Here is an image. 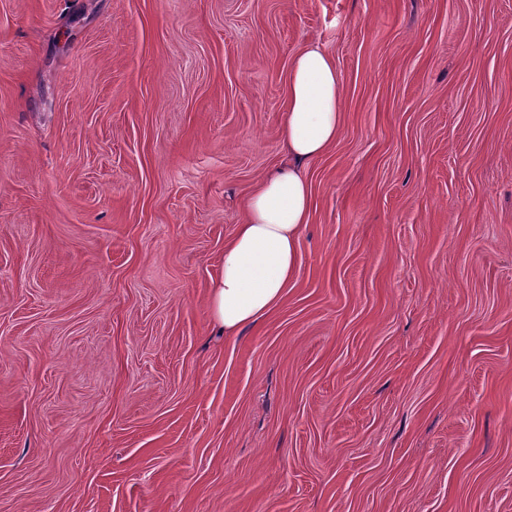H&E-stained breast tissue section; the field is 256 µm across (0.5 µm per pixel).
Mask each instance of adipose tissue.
I'll return each instance as SVG.
<instances>
[{"label": "adipose tissue", "mask_w": 512, "mask_h": 512, "mask_svg": "<svg viewBox=\"0 0 512 512\" xmlns=\"http://www.w3.org/2000/svg\"><path fill=\"white\" fill-rule=\"evenodd\" d=\"M285 97L283 150L288 163L266 174L248 197L209 294V318L228 336L256 325L290 288L298 242L310 220L308 167L342 132L339 74L320 46H307L292 57Z\"/></svg>", "instance_id": "1"}]
</instances>
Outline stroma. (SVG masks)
Segmentation results:
<instances>
[{"label": "stroma", "mask_w": 512, "mask_h": 512, "mask_svg": "<svg viewBox=\"0 0 512 512\" xmlns=\"http://www.w3.org/2000/svg\"><path fill=\"white\" fill-rule=\"evenodd\" d=\"M312 42L343 129L227 338ZM0 512H512V0H0ZM285 97L283 150L288 166L266 174L248 197L243 221L224 247L209 294L210 321L225 336L255 326L281 303L293 283L297 246L312 206L308 166L342 132L339 74L320 46L309 45L292 57Z\"/></svg>", "instance_id": "stroma-1"}]
</instances>
